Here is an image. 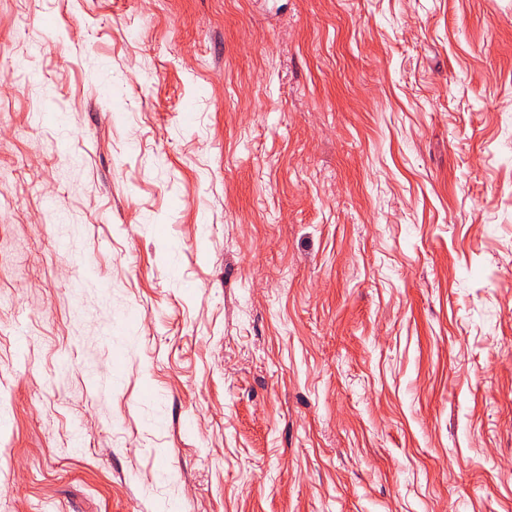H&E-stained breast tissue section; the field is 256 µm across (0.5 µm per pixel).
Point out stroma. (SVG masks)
I'll return each mask as SVG.
<instances>
[{
  "label": "stroma",
  "mask_w": 512,
  "mask_h": 512,
  "mask_svg": "<svg viewBox=\"0 0 512 512\" xmlns=\"http://www.w3.org/2000/svg\"><path fill=\"white\" fill-rule=\"evenodd\" d=\"M0 512H512V0H0Z\"/></svg>",
  "instance_id": "1"
}]
</instances>
